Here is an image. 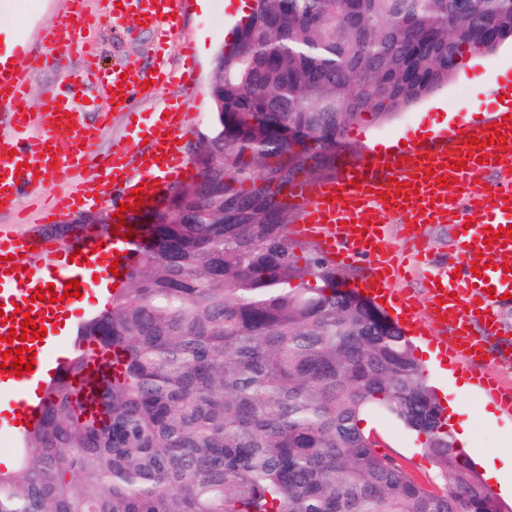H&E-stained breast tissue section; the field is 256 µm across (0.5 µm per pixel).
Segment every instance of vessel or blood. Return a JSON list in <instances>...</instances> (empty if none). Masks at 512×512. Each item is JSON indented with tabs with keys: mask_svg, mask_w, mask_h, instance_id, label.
<instances>
[{
	"mask_svg": "<svg viewBox=\"0 0 512 512\" xmlns=\"http://www.w3.org/2000/svg\"><path fill=\"white\" fill-rule=\"evenodd\" d=\"M184 0H121L111 7L114 21L129 16L144 25L165 23L180 13ZM47 59L59 67L62 80L43 110L28 112L26 76L0 65V110L8 111V130L0 129V212L9 213L21 189L31 190L52 181L66 184L55 206L41 218L55 224L72 212L110 201L113 207L131 203L133 189L143 188L144 208L154 207L168 188L193 177L195 169L182 153V142L191 131L190 97L166 102L149 115L137 110L139 100L166 85L165 71L148 73L135 64L113 67L99 76L92 66L70 68L75 41L49 38ZM94 89L108 105L127 117L126 135L113 142L109 154H100L96 143L101 125L83 121L74 104L76 93ZM501 143H492L493 133ZM136 171H129V160ZM93 169L98 180L89 185L75 180L77 172ZM334 177L318 182L296 180L289 200L302 206L298 224L291 231L312 241L336 268L364 262L369 275L353 283V290L394 312L402 327L427 337L432 349L447 355L448 346L438 336L450 330L460 345L464 361L475 363L473 386L499 403L512 416V393L498 377L480 369L488 349L486 341L497 335L494 316L501 297L512 293V237L501 236L512 225V106L494 116L490 127L472 131L459 125L435 129L429 140L405 138L403 143L367 146L355 155L336 159ZM497 173L496 185L485 179ZM380 211L403 224L400 246H393L388 225L371 223ZM422 224L451 225L452 256L441 262L427 240L419 235ZM132 225L104 230L88 239L68 243L42 238L0 225V354L8 350L10 329L20 328L24 308H33L36 326L46 327L42 339L23 344L34 357L32 370L22 376L0 373V431L23 441L44 406L46 382L68 361L63 353L69 329L83 308V297L97 292L106 298L135 257ZM481 261L483 271L473 269ZM117 273H110V265ZM425 274L426 317H419L411 293L402 289L409 269ZM79 280L80 297L65 296L67 281ZM54 285L61 296L59 309L50 302L33 301L37 286Z\"/></svg>",
	"mask_w": 512,
	"mask_h": 512,
	"instance_id": "obj_1",
	"label": "vessel or blood"
}]
</instances>
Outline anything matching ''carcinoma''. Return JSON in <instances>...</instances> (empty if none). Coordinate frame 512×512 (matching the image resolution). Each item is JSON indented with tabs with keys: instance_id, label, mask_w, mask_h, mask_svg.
Segmentation results:
<instances>
[{
	"instance_id": "carcinoma-1",
	"label": "carcinoma",
	"mask_w": 512,
	"mask_h": 512,
	"mask_svg": "<svg viewBox=\"0 0 512 512\" xmlns=\"http://www.w3.org/2000/svg\"><path fill=\"white\" fill-rule=\"evenodd\" d=\"M490 21L512 35V0H253L214 57L198 175L78 327L0 512H501L404 330L292 238L301 208L281 201L336 173L364 113L446 85ZM86 342L122 356L118 377H84ZM374 405L426 437L443 492L377 451Z\"/></svg>"
}]
</instances>
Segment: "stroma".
Segmentation results:
<instances>
[{
	"mask_svg": "<svg viewBox=\"0 0 512 512\" xmlns=\"http://www.w3.org/2000/svg\"><path fill=\"white\" fill-rule=\"evenodd\" d=\"M70 8L71 0H0V41L11 38L23 42L22 47L15 49L14 56L16 65L30 79L28 101L31 111L41 109L49 94L60 84V74L44 60L45 40L68 16ZM85 8L93 22L78 46V59H93L107 70L117 64L133 63L146 72L163 69L171 74V82L159 95L141 99L138 105L141 112L156 111L165 101L183 96L180 46L185 42L191 44L195 59L192 81L197 95L189 112L196 132H205L212 111L208 88L213 76V59L217 51L227 45L237 20L230 12L227 0H185L177 26L164 34L142 28L132 19L121 24L113 22L107 0H85ZM491 71L499 73L502 93L512 92L511 40L505 41L493 54L471 58L464 65L462 76L452 78L447 86L391 120L380 123L372 115H365L359 129L367 140L385 143L411 128L430 129L442 123L460 105L471 102L477 104L478 110L470 121L472 125H479L499 106L498 99L489 94L483 79L484 74ZM59 191L56 183L48 182L39 193H22L18 199L19 213L0 216V225L11 224L16 229L40 236L50 235L51 225L37 223L35 215ZM413 344L416 357L423 364L440 403L455 406L449 430L455 432L460 426H468L474 447L499 449L501 456L494 464L496 468H506L508 458L512 457V419L499 414L497 403L485 402L472 392H460L468 364L458 361L435 363L424 353L422 337H414ZM488 410L495 412V419L485 418L484 413ZM361 426L377 441L380 451L394 458L418 484L429 491L441 492L443 484L425 450L424 436L408 431L376 406L367 409Z\"/></svg>",
	"mask_w": 512,
	"mask_h": 512,
	"instance_id": "stroma-1",
	"label": "stroma"
}]
</instances>
